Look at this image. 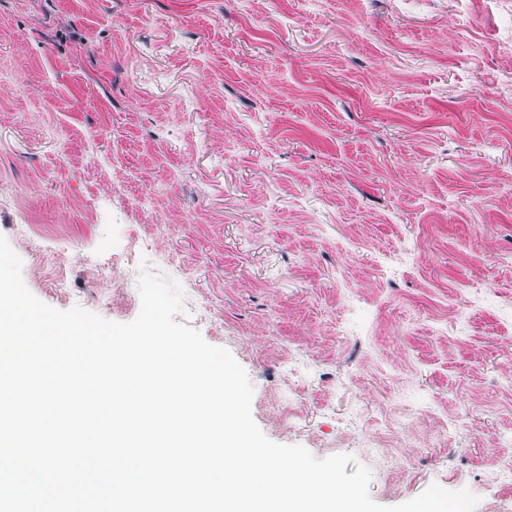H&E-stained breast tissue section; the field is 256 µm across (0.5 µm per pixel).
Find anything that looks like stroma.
I'll use <instances>...</instances> for the list:
<instances>
[{"label": "stroma", "instance_id": "1", "mask_svg": "<svg viewBox=\"0 0 512 512\" xmlns=\"http://www.w3.org/2000/svg\"><path fill=\"white\" fill-rule=\"evenodd\" d=\"M0 236L60 311L176 282L375 502H512L506 0H0Z\"/></svg>", "mask_w": 512, "mask_h": 512}]
</instances>
